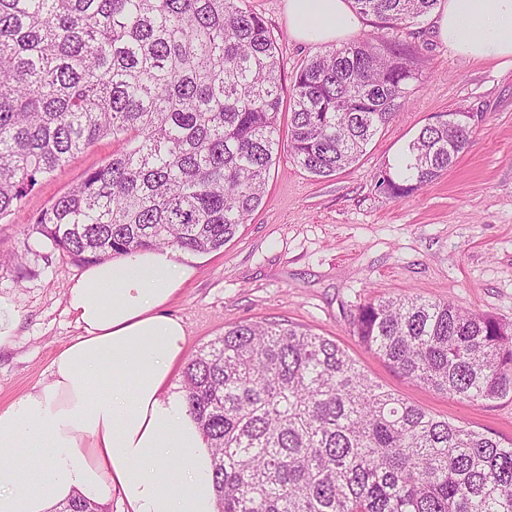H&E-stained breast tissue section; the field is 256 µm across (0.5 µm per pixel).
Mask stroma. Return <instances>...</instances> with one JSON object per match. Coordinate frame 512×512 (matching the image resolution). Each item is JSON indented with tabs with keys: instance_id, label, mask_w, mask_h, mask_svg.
<instances>
[{
	"instance_id": "1",
	"label": "stroma",
	"mask_w": 512,
	"mask_h": 512,
	"mask_svg": "<svg viewBox=\"0 0 512 512\" xmlns=\"http://www.w3.org/2000/svg\"><path fill=\"white\" fill-rule=\"evenodd\" d=\"M274 31L285 76L325 52L296 42L284 0H247ZM414 47L421 79L409 102L351 167L317 178L279 154L261 205L224 249L185 251L193 276L168 307L187 328L186 354L244 321L289 320L335 339L374 381L439 418L512 443V396L461 402L411 382L352 332L359 306L381 296L421 295L512 323V65L453 55L432 22L400 33ZM482 114L469 149L445 175L404 198L378 184L420 129L437 116ZM111 138L40 179L0 219V294L20 322L0 347V408L47 376L56 350L78 336L64 292L82 272L38 239L33 222L90 169L108 162Z\"/></svg>"
}]
</instances>
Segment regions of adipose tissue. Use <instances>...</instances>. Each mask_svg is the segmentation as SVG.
<instances>
[{
  "instance_id": "1",
  "label": "adipose tissue",
  "mask_w": 512,
  "mask_h": 512,
  "mask_svg": "<svg viewBox=\"0 0 512 512\" xmlns=\"http://www.w3.org/2000/svg\"><path fill=\"white\" fill-rule=\"evenodd\" d=\"M299 42L335 44L363 19L348 0H285ZM452 54L512 63V0H440ZM193 270L170 248L87 264L65 291L79 330L47 376L0 409V512H56L75 498L121 512H217L212 452L171 382L187 330L169 301Z\"/></svg>"
}]
</instances>
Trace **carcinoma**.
<instances>
[{"label": "carcinoma", "instance_id": "1", "mask_svg": "<svg viewBox=\"0 0 512 512\" xmlns=\"http://www.w3.org/2000/svg\"><path fill=\"white\" fill-rule=\"evenodd\" d=\"M353 4L398 31L438 0ZM414 56L372 33L287 84L276 39L245 0H0V217L110 136L112 158L43 210L35 232L83 265L147 248L219 251L262 203L279 153L317 178L356 163L410 98ZM473 133L463 119L425 125L379 186L408 196ZM352 328L410 381L469 403L512 395V323L399 296L360 306ZM182 382L213 452L218 512H512V445L406 401L292 322L224 328Z\"/></svg>", "mask_w": 512, "mask_h": 512}]
</instances>
